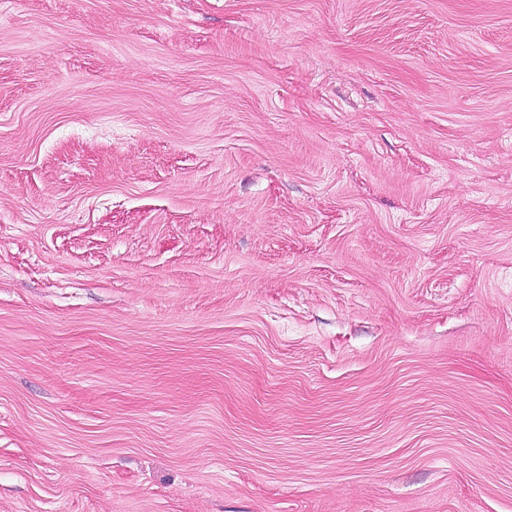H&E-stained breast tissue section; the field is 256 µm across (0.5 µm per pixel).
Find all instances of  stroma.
<instances>
[{
	"instance_id": "obj_1",
	"label": "stroma",
	"mask_w": 512,
	"mask_h": 512,
	"mask_svg": "<svg viewBox=\"0 0 512 512\" xmlns=\"http://www.w3.org/2000/svg\"><path fill=\"white\" fill-rule=\"evenodd\" d=\"M0 512H512V0H0Z\"/></svg>"
}]
</instances>
